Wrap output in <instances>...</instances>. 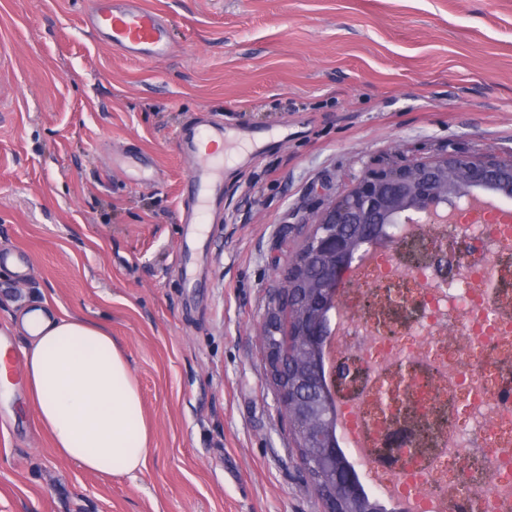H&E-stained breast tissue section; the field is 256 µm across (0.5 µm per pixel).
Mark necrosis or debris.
I'll use <instances>...</instances> for the list:
<instances>
[{"label":"necrosis or debris","mask_w":512,"mask_h":512,"mask_svg":"<svg viewBox=\"0 0 512 512\" xmlns=\"http://www.w3.org/2000/svg\"><path fill=\"white\" fill-rule=\"evenodd\" d=\"M461 234L478 259L449 252ZM349 279L335 357L350 367L338 402L350 458L377 465L378 384L407 379L409 414L434 423L430 443L400 449L371 492L414 512H512V220L414 225Z\"/></svg>","instance_id":"obj_1"}]
</instances>
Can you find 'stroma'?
Wrapping results in <instances>:
<instances>
[{
  "instance_id": "obj_1",
  "label": "stroma",
  "mask_w": 512,
  "mask_h": 512,
  "mask_svg": "<svg viewBox=\"0 0 512 512\" xmlns=\"http://www.w3.org/2000/svg\"><path fill=\"white\" fill-rule=\"evenodd\" d=\"M172 50L94 41L85 0H0V343L46 297L108 327L153 428L136 477L59 458L0 390V512H321L261 325L309 223L364 170L512 160V0H144ZM237 137L182 238L178 133ZM190 254L191 277L181 257Z\"/></svg>"
}]
</instances>
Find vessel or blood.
Masks as SVG:
<instances>
[{"mask_svg": "<svg viewBox=\"0 0 512 512\" xmlns=\"http://www.w3.org/2000/svg\"><path fill=\"white\" fill-rule=\"evenodd\" d=\"M84 21L94 38L138 60H153L170 53L169 25L160 12L145 6L143 0H86ZM206 137L227 140L223 125L210 124L205 129L186 126L180 137L185 154L194 156L184 190L195 198L194 210L182 218L185 233L199 235V215L212 201L222 198L224 188L223 158L200 154L198 144Z\"/></svg>", "mask_w": 512, "mask_h": 512, "instance_id": "b4317fda", "label": "vessel or blood"}]
</instances>
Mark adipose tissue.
I'll return each instance as SVG.
<instances>
[{
    "label": "adipose tissue",
    "mask_w": 512,
    "mask_h": 512,
    "mask_svg": "<svg viewBox=\"0 0 512 512\" xmlns=\"http://www.w3.org/2000/svg\"><path fill=\"white\" fill-rule=\"evenodd\" d=\"M25 406L55 453L98 474L147 465L151 429L130 361L103 325L52 309L49 299L20 317Z\"/></svg>",
    "instance_id": "obj_1"
}]
</instances>
